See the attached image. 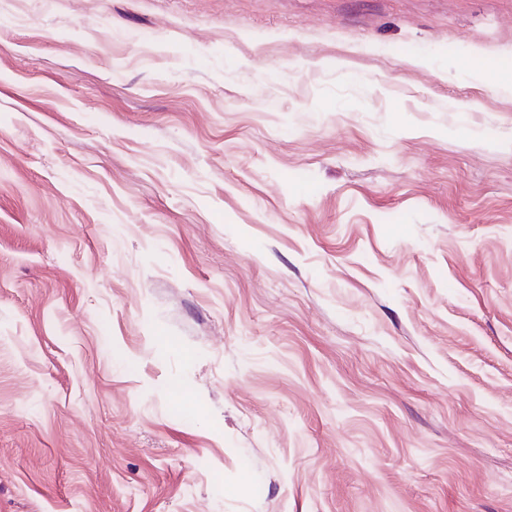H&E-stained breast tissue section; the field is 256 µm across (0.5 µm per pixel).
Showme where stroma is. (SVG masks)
<instances>
[{
	"instance_id": "stroma-1",
	"label": "stroma",
	"mask_w": 512,
	"mask_h": 512,
	"mask_svg": "<svg viewBox=\"0 0 512 512\" xmlns=\"http://www.w3.org/2000/svg\"><path fill=\"white\" fill-rule=\"evenodd\" d=\"M477 52L512 0H0V512H512Z\"/></svg>"
}]
</instances>
